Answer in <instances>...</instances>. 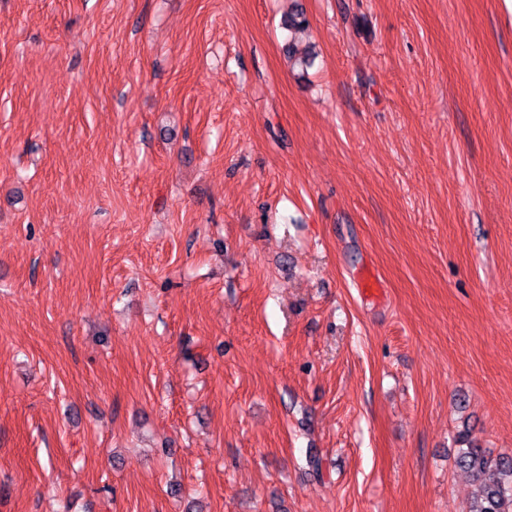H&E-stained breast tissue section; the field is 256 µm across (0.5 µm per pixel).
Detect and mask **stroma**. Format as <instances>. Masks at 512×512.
Here are the masks:
<instances>
[{"instance_id":"35a3bbf8","label":"stroma","mask_w":512,"mask_h":512,"mask_svg":"<svg viewBox=\"0 0 512 512\" xmlns=\"http://www.w3.org/2000/svg\"><path fill=\"white\" fill-rule=\"evenodd\" d=\"M464 422L512 453L507 0H0V512H466Z\"/></svg>"}]
</instances>
